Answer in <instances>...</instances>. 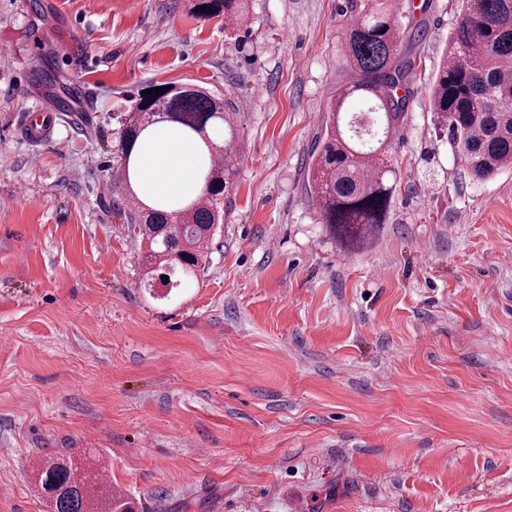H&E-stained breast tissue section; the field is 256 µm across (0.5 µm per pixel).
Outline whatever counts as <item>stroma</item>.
Wrapping results in <instances>:
<instances>
[{
  "instance_id": "1",
  "label": "stroma",
  "mask_w": 512,
  "mask_h": 512,
  "mask_svg": "<svg viewBox=\"0 0 512 512\" xmlns=\"http://www.w3.org/2000/svg\"><path fill=\"white\" fill-rule=\"evenodd\" d=\"M359 0H0V512L86 455L136 512H512V168L473 179L430 108L458 0H407L385 224L343 247L310 149ZM58 23L45 29V14ZM49 83L33 91L29 73ZM231 100L240 162L198 284L145 293L102 193L151 85ZM65 100L39 154L20 113ZM247 0H194L193 12L204 19H211L224 15V26H234L247 15ZM206 5V9H203ZM211 7V10H208Z\"/></svg>"
}]
</instances>
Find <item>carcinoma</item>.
Here are the masks:
<instances>
[{
  "label": "carcinoma",
  "mask_w": 512,
  "mask_h": 512,
  "mask_svg": "<svg viewBox=\"0 0 512 512\" xmlns=\"http://www.w3.org/2000/svg\"><path fill=\"white\" fill-rule=\"evenodd\" d=\"M204 19L224 16L234 26L247 15L246 0H193ZM394 0H364L348 25L344 56L354 72L342 85L312 154L310 195L322 223L352 246L365 242L384 223L397 174L384 160L390 139L408 105L398 94L412 67L401 56L402 35ZM431 112L446 126L456 155L476 179L512 167V0H462L448 53L430 92ZM236 112L228 98L200 88L141 94L125 119L112 151V207L140 242V261L149 273L166 269L163 284L178 289L198 281L208 261V242L223 220L239 152ZM148 132L199 137L201 191L182 200L136 199L129 178L135 145ZM41 491L52 512H92L99 496L105 512H133L123 497L97 486V473L73 458L50 456L37 468Z\"/></svg>",
  "instance_id": "obj_1"
}]
</instances>
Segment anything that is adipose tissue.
Wrapping results in <instances>:
<instances>
[{"label": "adipose tissue", "mask_w": 512, "mask_h": 512, "mask_svg": "<svg viewBox=\"0 0 512 512\" xmlns=\"http://www.w3.org/2000/svg\"><path fill=\"white\" fill-rule=\"evenodd\" d=\"M141 184L152 195L182 196L197 192V156L192 144L161 136L150 141L144 150Z\"/></svg>", "instance_id": "ef3b65f1"}]
</instances>
